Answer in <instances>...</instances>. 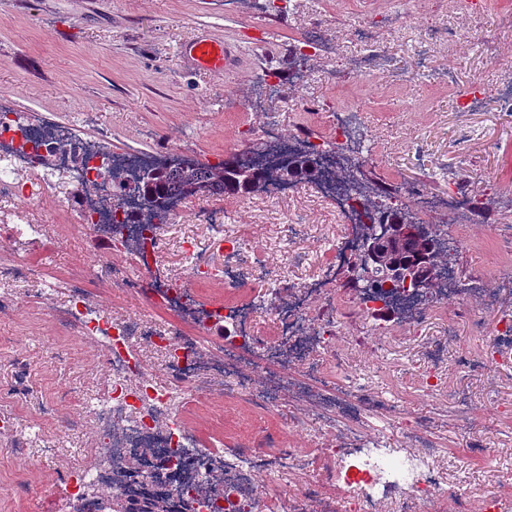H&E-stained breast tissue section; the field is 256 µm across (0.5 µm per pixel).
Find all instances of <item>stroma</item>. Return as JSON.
<instances>
[{"instance_id":"35a3bbf8","label":"stroma","mask_w":512,"mask_h":512,"mask_svg":"<svg viewBox=\"0 0 512 512\" xmlns=\"http://www.w3.org/2000/svg\"><path fill=\"white\" fill-rule=\"evenodd\" d=\"M480 21L448 8L414 13L411 0H294L292 12L269 0H0V94L31 123L47 119L79 137L99 140L113 153H190L207 163L235 152H259L260 129L276 116L283 137L333 133V106H360L374 131L376 155L366 181L425 184L436 195L466 194L490 202V218L437 216L455 241L462 277L486 282L492 307L474 305L455 316L456 297L439 301L417 326L388 339L373 386L401 406L430 416L431 438L464 499L512 497V347L493 371L470 372L463 359L481 358L497 322L512 321V253L498 249L495 229L512 226V110L502 106L503 75L491 57L512 58V27L499 23L512 0H484ZM209 36L238 46L232 69H197L184 52L190 39ZM313 42L304 65L293 57ZM277 88L263 94L262 74ZM477 88L479 105L459 111L457 100ZM172 243L156 254L157 280L185 275L175 246L197 233L192 215L207 208L214 223L240 236L245 262L303 255L288 266L299 279L318 273L325 238L339 220L311 182L280 204L250 195L191 197ZM76 201L46 197L21 218L41 224L44 237L19 235L0 223V262L33 269L20 284L21 305L0 313V387L26 375L25 391L0 397V418L14 417L0 435V512H56L60 460L78 463L97 445L94 424L71 400L74 390L102 391V357L91 340L62 326L51 303H63L73 272L87 271L93 302L152 323L165 313L112 284V242L100 230L78 227ZM277 224H306L303 239L288 241ZM454 332L448 347V399L425 396L423 349ZM250 408L223 381L207 382L205 397L189 396L186 420L205 448L233 447L236 423ZM495 449L498 472L473 455L475 444Z\"/></svg>"}]
</instances>
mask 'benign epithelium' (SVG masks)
I'll return each instance as SVG.
<instances>
[{
	"label": "benign epithelium",
	"mask_w": 512,
	"mask_h": 512,
	"mask_svg": "<svg viewBox=\"0 0 512 512\" xmlns=\"http://www.w3.org/2000/svg\"><path fill=\"white\" fill-rule=\"evenodd\" d=\"M423 231L424 228L417 224H384L381 229L364 234L361 258L351 267V277L357 287L368 288L373 278L379 277L387 286L403 283L426 290L436 280L438 267L427 265L426 277L422 278L415 269L398 266L391 259V254L402 240H419Z\"/></svg>",
	"instance_id": "7a95c632"
}]
</instances>
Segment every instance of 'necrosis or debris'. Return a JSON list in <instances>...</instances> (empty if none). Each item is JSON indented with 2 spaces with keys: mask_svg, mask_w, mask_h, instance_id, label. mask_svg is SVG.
Here are the masks:
<instances>
[{
  "mask_svg": "<svg viewBox=\"0 0 512 512\" xmlns=\"http://www.w3.org/2000/svg\"><path fill=\"white\" fill-rule=\"evenodd\" d=\"M263 133L272 144L270 154L244 153L241 161L271 170L287 162L295 151L311 152L321 173V194L336 204L351 227L362 219L361 208L351 205L336 178L342 160L364 155L371 146L362 112L337 109L330 145L302 133L283 138L272 120L266 122ZM68 139L86 157L87 167L75 166L59 151V141ZM103 163L123 175L122 189H115L107 176L97 174ZM150 163V158L136 151L105 153L99 141L73 139L63 127L33 126L14 111L8 96L0 95V199L40 202L54 187L43 173L44 167H51L83 194L78 221L104 228L113 251L133 253L146 235L144 225L120 224L116 217L122 209L134 216L140 213L143 202L137 183ZM117 190L122 199L116 209L111 194ZM397 199L424 218L467 212L462 195L433 197L421 185L399 190ZM357 246V234L353 230L345 233L326 274L298 282L273 263L256 269L244 265L236 243L226 241L217 277L240 285L258 275L265 279L267 289L258 302L200 310L194 332L173 324L144 328L125 316L107 315L92 307L83 275H73L69 298L56 308L55 318L65 325L79 322L80 335L95 340L106 362L109 384L106 397L83 403L96 425L102 457L65 470L66 492L59 498L57 512H71L75 504L83 512H97V491L107 487L116 494L134 490L127 471L133 459L139 461L142 474L160 475L174 493L195 501L198 512H264L268 485L312 470L325 484L335 486L337 501L323 497L319 488L310 484L289 498L288 512H425L431 503L453 497L454 485L443 472L442 451L427 437L429 418L409 416L408 446L401 450L384 446L382 436L368 434L360 425L365 409L389 415L400 407L395 398L349 374L351 350L365 352L375 349L376 343L368 336H349L348 330L355 315L387 311L395 318L386 325V332L419 323L433 300L454 291L458 271L448 267L441 288L430 295L406 291L369 297L349 291L352 310L343 314L332 284L344 264L355 262ZM113 283L173 314L195 304L194 291L184 282L158 283L146 273L132 279L119 264L113 267ZM261 309L275 320L273 337L261 336L255 328L256 313ZM219 317L224 320V352L212 355L204 347L201 332ZM142 342L162 355L169 387L158 388L135 353V345ZM331 367L345 376L337 396L324 389V376ZM206 375L224 379L235 399L260 415L277 408L288 394L310 404L318 427L310 428L306 419L299 418L294 428L311 431L315 455L290 449L281 431L256 422L231 452L200 450L197 438L178 420L176 409L185 392L203 393Z\"/></svg>",
  "mask_w": 512,
  "mask_h": 512,
  "instance_id": "1",
  "label": "necrosis or debris"
}]
</instances>
